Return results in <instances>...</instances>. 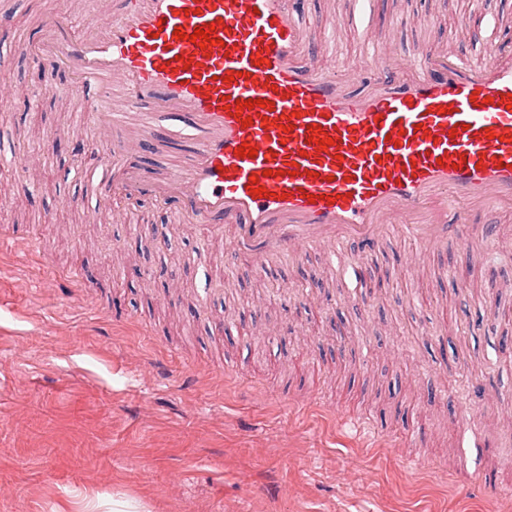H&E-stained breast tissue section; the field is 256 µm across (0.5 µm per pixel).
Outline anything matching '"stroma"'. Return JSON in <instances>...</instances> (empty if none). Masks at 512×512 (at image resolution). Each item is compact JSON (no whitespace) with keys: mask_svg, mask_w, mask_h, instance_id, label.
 <instances>
[{"mask_svg":"<svg viewBox=\"0 0 512 512\" xmlns=\"http://www.w3.org/2000/svg\"><path fill=\"white\" fill-rule=\"evenodd\" d=\"M0 34V512H84L123 494L151 512H494L512 504V212L470 255L461 240L407 263L391 231L361 269L310 251L265 270L232 232L92 193L87 163L39 142L71 129L66 91L31 105L41 21L69 0H8ZM328 64H359L366 37L408 57L432 41L474 62L512 0H312ZM326 41V40H325ZM29 164L16 174L11 159ZM80 272L85 287L66 275ZM480 382L478 414L458 400ZM369 416L392 442L343 422Z\"/></svg>","mask_w":512,"mask_h":512,"instance_id":"stroma-1","label":"stroma"}]
</instances>
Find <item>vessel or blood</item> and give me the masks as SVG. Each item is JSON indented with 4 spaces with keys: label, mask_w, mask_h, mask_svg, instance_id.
Instances as JSON below:
<instances>
[{
    "label": "vessel or blood",
    "mask_w": 512,
    "mask_h": 512,
    "mask_svg": "<svg viewBox=\"0 0 512 512\" xmlns=\"http://www.w3.org/2000/svg\"><path fill=\"white\" fill-rule=\"evenodd\" d=\"M310 2L70 0L33 43L38 95L67 77L96 130L80 144L94 192L152 200L215 239L234 226L258 269L309 250L358 266L391 228L425 253L482 241L473 212H512V52L402 58L372 41L361 66H326ZM91 4L102 17L83 22Z\"/></svg>",
    "instance_id": "obj_1"
}]
</instances>
